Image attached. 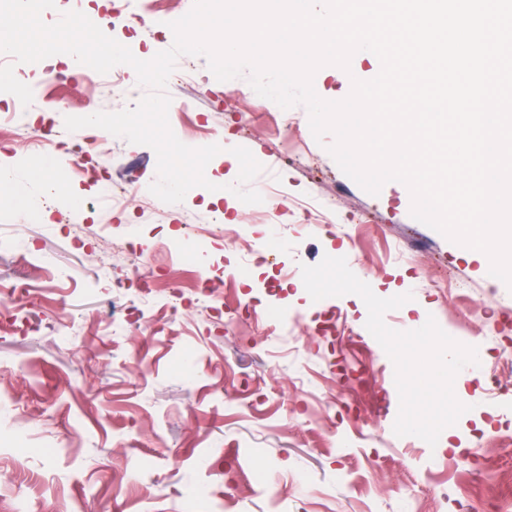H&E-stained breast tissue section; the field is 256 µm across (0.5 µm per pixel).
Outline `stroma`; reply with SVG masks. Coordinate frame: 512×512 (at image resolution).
<instances>
[{
	"mask_svg": "<svg viewBox=\"0 0 512 512\" xmlns=\"http://www.w3.org/2000/svg\"><path fill=\"white\" fill-rule=\"evenodd\" d=\"M194 0H151L155 20L119 25L110 0H55L42 19L83 12L142 60L168 49V22ZM188 81L169 80L170 126L191 147L249 149L262 165L250 189L263 200L210 204L195 187L183 202L122 208L105 203L100 180L147 192L157 158L147 146L104 134L67 170V142L50 152L28 141L68 116L135 107L143 86L113 92L85 83L53 59L18 63L33 90L32 120L8 114L0 92V164L20 175L0 194V287L18 319L0 318V505L14 512H512V290L489 260L410 214L405 185L371 195L315 140L308 112L260 97L248 76L218 81L205 57ZM42 162L64 192L46 198L25 173ZM70 214L74 230L42 218ZM238 241L207 240L181 259L172 240L185 212L209 224L215 211ZM150 248L132 277L113 251L119 216ZM342 253L382 298L412 293L388 311L398 331L434 317L451 336L492 349L500 379L457 375L468 404L436 446L399 437L395 369L366 329L354 294L312 301L297 270ZM222 296L198 301L194 285ZM493 423L492 431L479 427ZM459 450L449 452L448 438ZM464 461L459 471L449 459Z\"/></svg>",
	"mask_w": 512,
	"mask_h": 512,
	"instance_id": "35a3bbf8",
	"label": "stroma"
}]
</instances>
